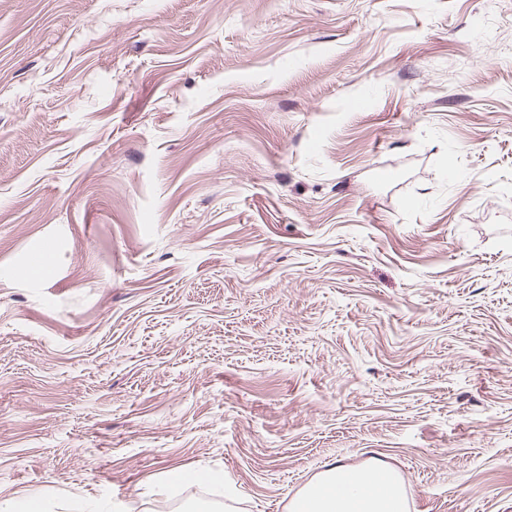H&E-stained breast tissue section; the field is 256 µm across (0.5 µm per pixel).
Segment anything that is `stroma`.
<instances>
[{"instance_id":"obj_1","label":"stroma","mask_w":512,"mask_h":512,"mask_svg":"<svg viewBox=\"0 0 512 512\" xmlns=\"http://www.w3.org/2000/svg\"><path fill=\"white\" fill-rule=\"evenodd\" d=\"M374 462L512 512V0H0V503Z\"/></svg>"}]
</instances>
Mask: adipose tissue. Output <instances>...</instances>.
<instances>
[{
    "label": "adipose tissue",
    "instance_id": "1",
    "mask_svg": "<svg viewBox=\"0 0 512 512\" xmlns=\"http://www.w3.org/2000/svg\"><path fill=\"white\" fill-rule=\"evenodd\" d=\"M289 512H407V499L384 465H337L311 482Z\"/></svg>",
    "mask_w": 512,
    "mask_h": 512
}]
</instances>
